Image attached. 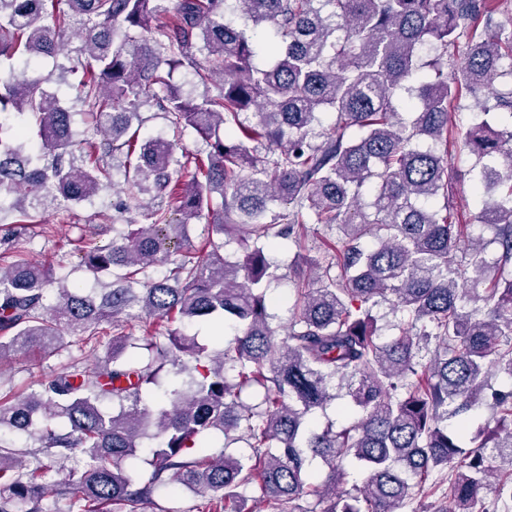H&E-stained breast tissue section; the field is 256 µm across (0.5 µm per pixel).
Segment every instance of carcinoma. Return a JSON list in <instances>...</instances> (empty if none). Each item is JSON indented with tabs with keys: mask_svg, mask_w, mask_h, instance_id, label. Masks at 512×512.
Segmentation results:
<instances>
[{
	"mask_svg": "<svg viewBox=\"0 0 512 512\" xmlns=\"http://www.w3.org/2000/svg\"><path fill=\"white\" fill-rule=\"evenodd\" d=\"M166 2L0 0V63L62 58L59 79L79 77L93 117L79 133L77 112L44 80L0 82V115H29L41 141L30 153L22 133L3 138L0 121V213L13 215L0 226V365L31 350L50 357L66 335L103 351L41 390L0 394V512H39L62 490L47 474L73 455L84 461L78 512H148L161 485L209 496L207 512H245L239 489L250 485L274 512H399L438 479L448 494L437 512H512V17L498 20L500 0H176L172 12ZM229 10L276 40L258 44ZM74 29L82 45L71 55ZM461 42L464 64L449 72L448 49ZM183 66L214 91L183 96L171 83ZM482 90L493 103L480 105L463 145L480 165L473 194L490 238L463 243V225L436 200L457 176L448 108ZM151 100L207 144L187 181L176 141L133 128ZM117 159L133 197L148 196L138 204L147 223L105 245L94 232L81 238L80 261L107 280L101 293L12 249L48 209L113 189ZM278 202L291 210L275 212ZM205 216L197 247L188 228ZM310 224L342 237L315 278L313 260L291 266L296 298L280 346L268 295L278 267L266 252L276 237L304 247ZM221 236L236 238L242 260L224 257ZM160 263L161 278L141 281ZM382 300L406 320L380 343L372 309ZM134 317L224 324L236 337L211 356L173 328L165 348L125 332ZM169 365L182 376L171 389ZM494 376L509 385L494 388ZM488 395L497 424L467 451ZM342 398L348 426L309 427L314 410ZM239 430L248 456L209 452V435ZM5 431L29 437L44 460L25 468ZM144 439L156 443L145 476L134 466ZM350 460L368 472L353 492L343 488Z\"/></svg>",
	"mask_w": 512,
	"mask_h": 512,
	"instance_id": "carcinoma-1",
	"label": "carcinoma"
}]
</instances>
